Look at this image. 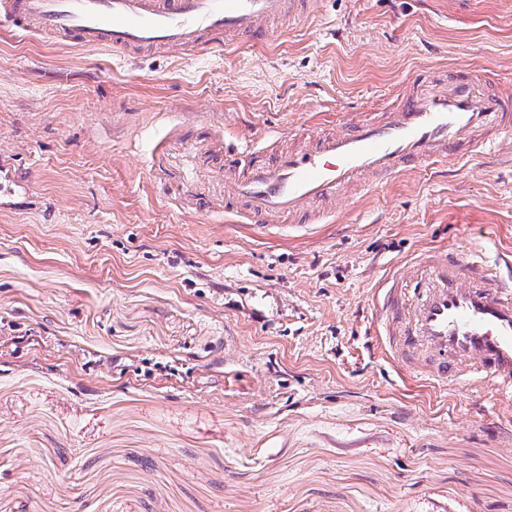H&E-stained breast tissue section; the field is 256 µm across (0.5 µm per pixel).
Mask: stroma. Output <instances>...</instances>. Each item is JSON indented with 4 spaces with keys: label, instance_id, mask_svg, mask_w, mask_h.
I'll return each instance as SVG.
<instances>
[{
    "label": "stroma",
    "instance_id": "35a3bbf8",
    "mask_svg": "<svg viewBox=\"0 0 512 512\" xmlns=\"http://www.w3.org/2000/svg\"><path fill=\"white\" fill-rule=\"evenodd\" d=\"M512 93V0H322L185 55L0 25V512H512V406L385 362L372 293L512 249V132L323 224L224 212V148L379 118L418 74Z\"/></svg>",
    "mask_w": 512,
    "mask_h": 512
}]
</instances>
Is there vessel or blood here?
I'll use <instances>...</instances> for the list:
<instances>
[{
	"label": "vessel or blood",
	"instance_id": "vessel-or-blood-1",
	"mask_svg": "<svg viewBox=\"0 0 512 512\" xmlns=\"http://www.w3.org/2000/svg\"><path fill=\"white\" fill-rule=\"evenodd\" d=\"M321 0H0L15 31L120 53L242 46L316 15ZM512 129V94L470 75L405 86L364 119L271 152L254 137L224 151L225 205L254 229L282 217L318 223L348 186L371 189L416 166L493 150ZM497 272H490V265ZM374 299L390 360L439 390L464 384L512 400V252L425 254L379 282Z\"/></svg>",
	"mask_w": 512,
	"mask_h": 512
}]
</instances>
